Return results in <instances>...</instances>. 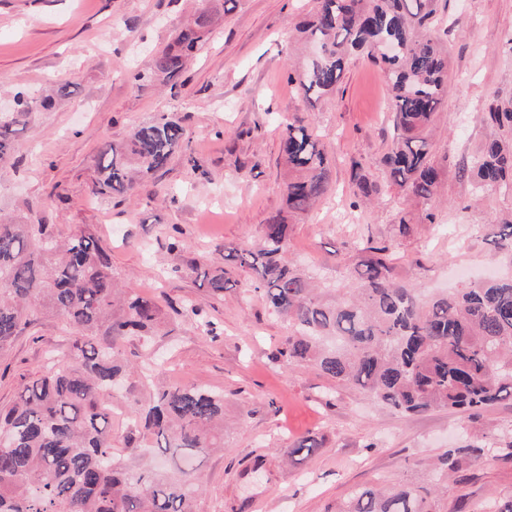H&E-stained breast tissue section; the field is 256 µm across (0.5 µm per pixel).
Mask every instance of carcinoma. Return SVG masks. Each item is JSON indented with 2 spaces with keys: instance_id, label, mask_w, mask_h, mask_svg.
<instances>
[{
  "instance_id": "cac0c4a2",
  "label": "carcinoma",
  "mask_w": 512,
  "mask_h": 512,
  "mask_svg": "<svg viewBox=\"0 0 512 512\" xmlns=\"http://www.w3.org/2000/svg\"><path fill=\"white\" fill-rule=\"evenodd\" d=\"M439 2L317 0L300 26L305 43L320 48L290 75L305 98L336 92L357 52L387 77L393 147L365 166L352 164L356 195L366 204L383 186L411 201L428 203L436 195L440 171L430 157V127L446 102L448 53L428 30L439 21ZM216 15L211 7L197 10L134 81L167 85L176 79ZM383 42L394 44L391 55L378 52ZM48 104L16 94L14 111L0 113V159L10 150L15 126ZM481 123L486 139L465 168L472 177L466 210L487 190L512 194V100L489 105ZM188 149L175 116L135 126L122 145L100 147L94 191L128 194L175 152ZM279 150L288 167L286 213L269 219L256 247L226 246L204 273L218 295L236 285L234 269L255 271L251 287L269 314L288 323L272 360L309 363L401 415L448 408L474 419L512 400V275L425 297L395 280L394 244L369 238L357 248L343 286L319 288L286 260L288 217L310 211L329 193V161L311 125L297 115L281 124ZM373 168L383 170L385 185L370 178ZM487 237L497 252L512 257V216L491 225ZM37 300L63 316L69 353L50 361L0 408V512H192L198 486L182 461L224 447V394L194 385L156 386L153 369H141L151 393L128 406L127 445H145L172 460L175 469L166 475L155 468L130 473L115 463L111 417L103 406L129 372L114 341L149 343L158 331V303L120 291L111 256L92 234L62 238L47 224L1 217V355L37 317ZM435 493L434 486L364 487L343 512H430Z\"/></svg>"
}]
</instances>
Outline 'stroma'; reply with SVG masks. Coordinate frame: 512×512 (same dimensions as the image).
I'll return each instance as SVG.
<instances>
[{"instance_id":"stroma-1","label":"stroma","mask_w":512,"mask_h":512,"mask_svg":"<svg viewBox=\"0 0 512 512\" xmlns=\"http://www.w3.org/2000/svg\"><path fill=\"white\" fill-rule=\"evenodd\" d=\"M199 0H0V106L27 91L69 93L32 113L0 161V215L50 224L67 235L85 230L110 247L112 269L128 291L155 296L162 326L151 345L120 343L132 363L163 357L161 380L224 394V447L203 457L193 476L202 492L195 512H336L360 486L437 482L440 458L469 432L512 439V402L469 421L448 409L402 416L360 388L336 385L309 365L281 367L272 355L287 326L237 287L215 296L200 272L219 247L251 248L283 208L287 170L280 160L283 118L305 116L330 160L332 190L308 215L292 220L289 255L322 285L339 287L359 240H397L395 277L421 292L450 291L505 269L485 239V225L512 211V196L487 193L465 213L453 205L470 187L464 162L485 138L479 115L512 98V0H446L431 36L448 48V93L431 138L441 172L437 197L414 205L420 222L395 239L403 199L384 192L355 206L351 164L383 156L392 142L388 84L363 56L352 57L335 94L306 101L288 80L296 25L314 0H234L213 36L195 52L176 89L135 84L152 52L198 7ZM164 114L182 118L195 157L175 154L133 195L93 189L103 143H122L136 125ZM434 211L438 228L423 224ZM179 230L181 253L169 252ZM202 309L184 311L186 300ZM213 321L204 335L199 319ZM63 318L42 309L0 359V406L42 369L47 354L64 358ZM314 437L315 451L293 455ZM512 499V457L460 455L433 512H490Z\"/></svg>"}]
</instances>
